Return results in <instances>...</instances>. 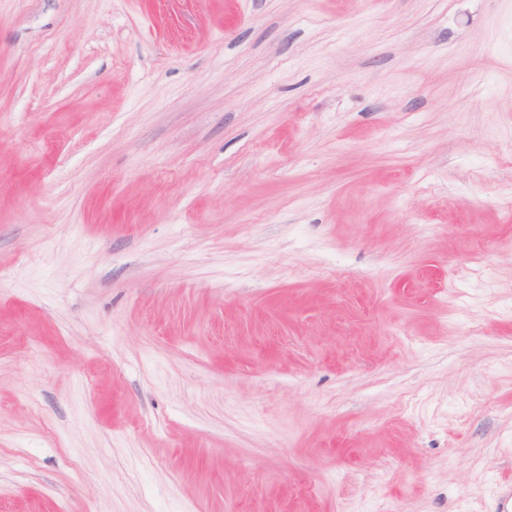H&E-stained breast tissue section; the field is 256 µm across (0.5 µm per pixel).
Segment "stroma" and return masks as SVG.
I'll list each match as a JSON object with an SVG mask.
<instances>
[{
  "label": "stroma",
  "instance_id": "35a3bbf8",
  "mask_svg": "<svg viewBox=\"0 0 512 512\" xmlns=\"http://www.w3.org/2000/svg\"><path fill=\"white\" fill-rule=\"evenodd\" d=\"M512 0H0V512H495Z\"/></svg>",
  "mask_w": 512,
  "mask_h": 512
}]
</instances>
